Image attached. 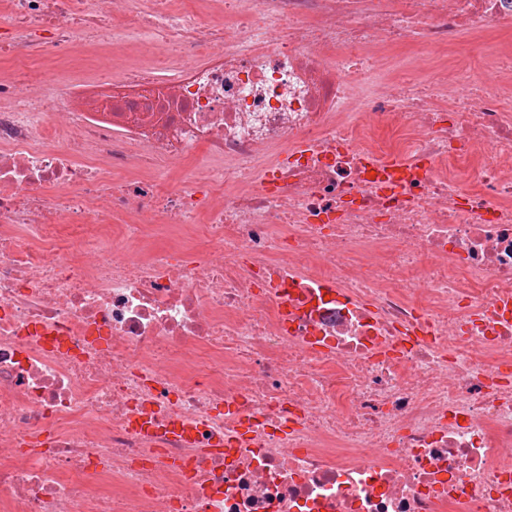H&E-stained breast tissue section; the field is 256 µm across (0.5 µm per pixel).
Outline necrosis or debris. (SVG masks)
I'll use <instances>...</instances> for the list:
<instances>
[{
    "instance_id": "necrosis-or-debris-1",
    "label": "necrosis or debris",
    "mask_w": 512,
    "mask_h": 512,
    "mask_svg": "<svg viewBox=\"0 0 512 512\" xmlns=\"http://www.w3.org/2000/svg\"><path fill=\"white\" fill-rule=\"evenodd\" d=\"M9 4L0 512H512V0ZM470 36L461 39V43L455 48V58L460 65V71L463 79L471 84L480 83L482 76L479 70L474 68L467 59V48Z\"/></svg>"
}]
</instances>
